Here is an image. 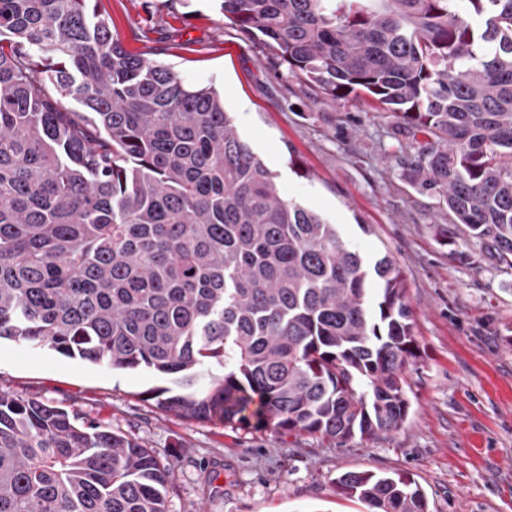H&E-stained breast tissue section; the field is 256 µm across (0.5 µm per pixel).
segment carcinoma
Here are the masks:
<instances>
[{"mask_svg": "<svg viewBox=\"0 0 512 512\" xmlns=\"http://www.w3.org/2000/svg\"><path fill=\"white\" fill-rule=\"evenodd\" d=\"M91 2L0 0V339L161 375L145 400L184 420L399 431L416 341L397 262L283 198L224 95L124 50ZM220 10L322 99L365 94L421 135V186L512 268V0ZM172 474L136 437L0 392V512H169ZM336 491L427 512L405 474Z\"/></svg>", "mask_w": 512, "mask_h": 512, "instance_id": "cac0c4a2", "label": "carcinoma"}]
</instances>
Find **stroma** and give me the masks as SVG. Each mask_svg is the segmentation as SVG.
Listing matches in <instances>:
<instances>
[{
  "instance_id": "35a3bbf8",
  "label": "stroma",
  "mask_w": 512,
  "mask_h": 512,
  "mask_svg": "<svg viewBox=\"0 0 512 512\" xmlns=\"http://www.w3.org/2000/svg\"><path fill=\"white\" fill-rule=\"evenodd\" d=\"M123 46L224 95L242 138L284 198L319 212L368 260L401 266L417 356L410 414L371 441L238 430L143 401L147 371L115 370L0 341V391L143 439L174 468L170 512H369L337 493L347 471L401 473L428 512H512V268L486 258L442 196L422 189L414 143L367 98L321 100L217 0H99ZM169 39L143 37L145 24Z\"/></svg>"
}]
</instances>
